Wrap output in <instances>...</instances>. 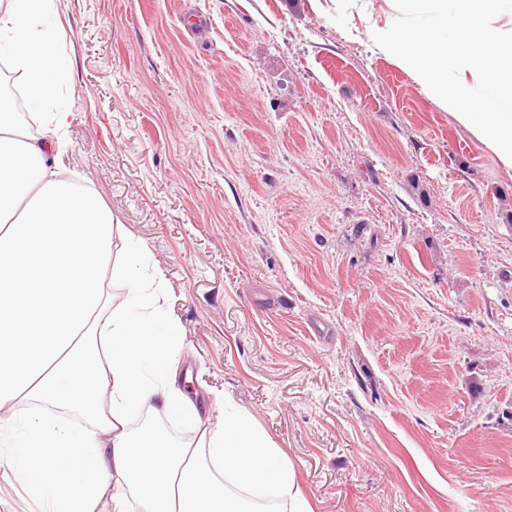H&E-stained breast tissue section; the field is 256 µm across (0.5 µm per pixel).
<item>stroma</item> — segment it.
I'll list each match as a JSON object with an SVG mask.
<instances>
[{
	"label": "stroma",
	"mask_w": 512,
	"mask_h": 512,
	"mask_svg": "<svg viewBox=\"0 0 512 512\" xmlns=\"http://www.w3.org/2000/svg\"><path fill=\"white\" fill-rule=\"evenodd\" d=\"M64 166L166 276L179 372L314 512H512V168L369 37L394 0H57Z\"/></svg>",
	"instance_id": "obj_1"
}]
</instances>
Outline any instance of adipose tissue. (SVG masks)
Listing matches in <instances>:
<instances>
[{
	"mask_svg": "<svg viewBox=\"0 0 512 512\" xmlns=\"http://www.w3.org/2000/svg\"><path fill=\"white\" fill-rule=\"evenodd\" d=\"M55 13V0H0V54L38 106L72 72ZM72 117L49 113L33 136L0 97V458L32 512H260V498L313 512L246 412L203 424L178 387L183 336L162 271L56 163ZM145 409L196 440L133 430Z\"/></svg>",
	"mask_w": 512,
	"mask_h": 512,
	"instance_id": "obj_1",
	"label": "adipose tissue"
}]
</instances>
